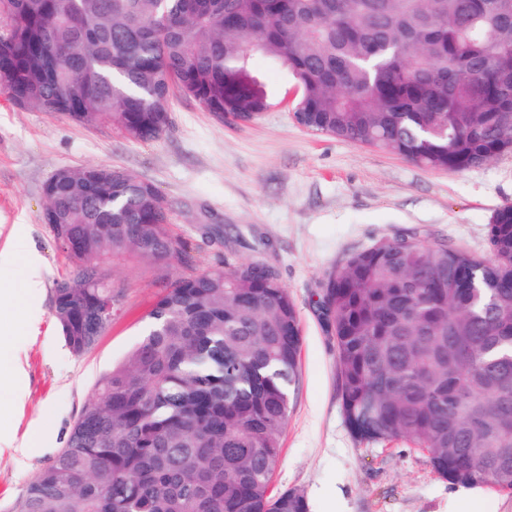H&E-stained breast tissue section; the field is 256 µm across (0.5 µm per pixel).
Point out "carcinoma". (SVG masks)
<instances>
[{
	"label": "carcinoma",
	"mask_w": 512,
	"mask_h": 512,
	"mask_svg": "<svg viewBox=\"0 0 512 512\" xmlns=\"http://www.w3.org/2000/svg\"><path fill=\"white\" fill-rule=\"evenodd\" d=\"M257 53L296 82L293 117L315 134L433 169L512 152V0H0L8 100L140 141L167 131L175 88L257 119ZM43 192L72 265L53 297L72 353L111 325L104 298L122 304L91 258L164 282L142 341L10 512H309L302 490H271L302 343L277 268L256 248L167 279L187 246L156 188L120 169L61 168ZM488 239L490 259L418 230L385 238L328 276L319 305L358 442L405 439L449 483L512 493V204Z\"/></svg>",
	"instance_id": "carcinoma-1"
}]
</instances>
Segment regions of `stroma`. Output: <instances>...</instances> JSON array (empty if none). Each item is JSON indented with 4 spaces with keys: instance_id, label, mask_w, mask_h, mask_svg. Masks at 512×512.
<instances>
[{
    "instance_id": "35a3bbf8",
    "label": "stroma",
    "mask_w": 512,
    "mask_h": 512,
    "mask_svg": "<svg viewBox=\"0 0 512 512\" xmlns=\"http://www.w3.org/2000/svg\"><path fill=\"white\" fill-rule=\"evenodd\" d=\"M253 67L271 97L258 119L220 121L176 93L166 134L146 143L113 125L15 106L0 92V252L13 257L0 267V289L18 287L32 253L43 278L21 316L0 311L9 335L0 359L23 368L18 379L0 383V394L16 403L14 415L0 420V512H10L65 447L99 378L140 341L158 291L154 268L128 259L109 263L110 280L123 295L120 315L85 354L66 346L52 306L55 285L72 266L43 221V187L58 168L96 165L157 189L194 269L252 256L212 241L211 225L267 242L266 257L297 307L302 336L273 490H303L309 512H512V493L449 484L406 441L354 440L342 408L335 339L316 305L328 275L351 254L410 228L489 257L491 217L512 204V153L451 171L317 136L293 118L298 93L285 70L259 56ZM30 437L38 446L31 456L22 451Z\"/></svg>"
}]
</instances>
